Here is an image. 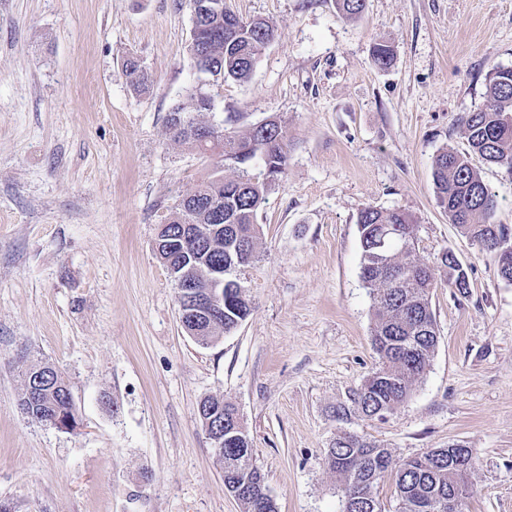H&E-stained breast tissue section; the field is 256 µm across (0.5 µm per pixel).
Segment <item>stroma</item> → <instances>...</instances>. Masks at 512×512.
Segmentation results:
<instances>
[{"label": "stroma", "mask_w": 512, "mask_h": 512, "mask_svg": "<svg viewBox=\"0 0 512 512\" xmlns=\"http://www.w3.org/2000/svg\"><path fill=\"white\" fill-rule=\"evenodd\" d=\"M276 26L249 81L214 83L189 53L188 0H0V502L13 512H243L198 416L234 404L278 512H341L325 463L339 431L406 460L474 451L465 512H512V283L438 205L433 163L468 146L459 117L512 67V0H226ZM389 42V69L372 58ZM136 59L151 76L134 91ZM244 132L282 122L288 166L256 217L251 302L204 345L178 317L154 251L211 158L173 141V108ZM512 226V173L480 165ZM411 214L420 256L452 250L467 294L432 295L438 345L411 397L383 417L339 407L376 369L373 298L356 218ZM64 372L77 424L19 407L37 361Z\"/></svg>", "instance_id": "stroma-1"}]
</instances>
